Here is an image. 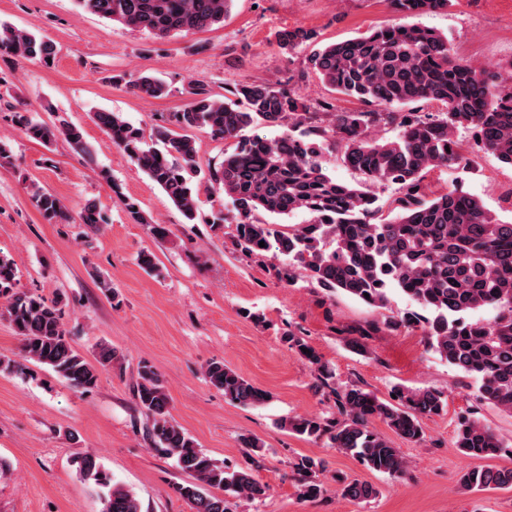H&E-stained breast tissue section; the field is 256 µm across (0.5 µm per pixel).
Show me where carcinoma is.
<instances>
[{
    "label": "carcinoma",
    "instance_id": "carcinoma-1",
    "mask_svg": "<svg viewBox=\"0 0 512 512\" xmlns=\"http://www.w3.org/2000/svg\"><path fill=\"white\" fill-rule=\"evenodd\" d=\"M103 19L142 31L156 39L201 30L224 22L232 0H78ZM406 16L442 10L451 0H391ZM280 49L312 47L308 62L330 92L355 99L368 110L338 111L332 99L314 104L273 82L245 80L218 98L203 84L189 89L191 102L155 125L145 142L143 130L117 112H96L94 120L181 211L188 223L199 217L206 193L210 201L232 200L239 217L234 245L240 252L278 261L277 277L289 286L304 281L336 295L345 294L376 313L357 337L347 340L365 352V339L384 329L421 322L430 350L472 378L477 398L512 414V222L489 213L478 197L456 189L426 197L422 178L434 168L466 166L459 131L473 132L478 147L512 166V64L476 69L456 58L448 37L415 24L395 22L331 43L317 41L304 26L275 34ZM54 43L27 29L0 25V57L56 58ZM110 80L143 99L172 93L171 86L148 70L114 74ZM436 103L439 112H422ZM10 122L45 145L62 137L87 151L80 128L61 118L47 124L14 111ZM251 125L280 127L274 138L254 136L224 153L219 166L202 174L194 135L236 139ZM392 132L386 137L379 132ZM334 146L343 163L366 181L351 185L336 179L323 164V150ZM395 187L387 199L380 186ZM30 200L42 218L67 220L62 199L36 183ZM282 218L270 223L260 216ZM304 216L298 224L287 219ZM79 223H104L94 200L84 203ZM265 246H259V243ZM14 261L0 255V318L21 338L18 360L0 359V371L14 373L33 362L51 369L72 386L89 391L101 373L121 363L123 355L108 345L90 361L73 347L64 323L62 301L17 289ZM398 291L417 307L402 316L386 315L389 292ZM429 316H424V313ZM288 347L313 366L316 390H330L336 413L281 419L294 435L357 459L368 470L394 480L410 476L400 449L370 429L383 421L408 442L424 439L422 418L438 416L448 406L435 388L393 387L394 397L381 399L352 384L336 386L335 372L304 338L290 332ZM205 378L224 398L260 405L268 394L220 360L210 361ZM136 406L150 420L146 436L153 450L174 460L188 475L177 487L192 512H232V500L259 501L268 485L257 475L264 444L252 435L240 437L248 466L232 469L210 458L171 416L170 395L161 374L138 366L133 388ZM455 448L469 458L512 462V445L478 419L459 417ZM85 480L106 490L104 512H141L135 493L112 482L92 455L77 461ZM319 459L304 456L293 465L300 495L317 499L327 488L319 479ZM466 492L512 488V465L469 468L458 480ZM336 491L367 502L379 495L372 483L336 476Z\"/></svg>",
    "mask_w": 512,
    "mask_h": 512
}]
</instances>
